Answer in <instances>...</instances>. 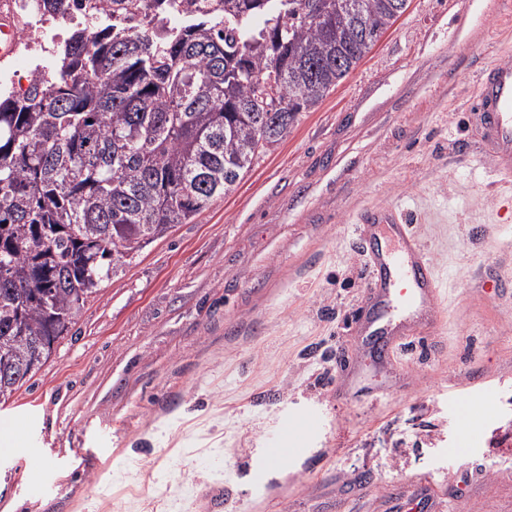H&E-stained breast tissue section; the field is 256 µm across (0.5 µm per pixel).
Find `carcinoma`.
<instances>
[{"mask_svg":"<svg viewBox=\"0 0 512 512\" xmlns=\"http://www.w3.org/2000/svg\"><path fill=\"white\" fill-rule=\"evenodd\" d=\"M0 93V402L153 242L232 192L401 13L396 0H102Z\"/></svg>","mask_w":512,"mask_h":512,"instance_id":"1","label":"carcinoma"}]
</instances>
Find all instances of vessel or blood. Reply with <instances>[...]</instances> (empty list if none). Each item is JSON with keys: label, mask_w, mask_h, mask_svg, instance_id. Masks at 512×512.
Masks as SVG:
<instances>
[{"label": "vessel or blood", "mask_w": 512, "mask_h": 512, "mask_svg": "<svg viewBox=\"0 0 512 512\" xmlns=\"http://www.w3.org/2000/svg\"><path fill=\"white\" fill-rule=\"evenodd\" d=\"M17 37L10 15L0 12V61L12 57ZM472 118L482 127L496 173L512 175V61L484 69L470 105ZM354 234L370 267L368 304L356 321L360 347L378 360L403 349L413 323L440 319L438 289L430 259L395 212L367 215ZM344 374L336 383L337 400L373 396L359 375L358 362L344 358Z\"/></svg>", "instance_id": "obj_1"}]
</instances>
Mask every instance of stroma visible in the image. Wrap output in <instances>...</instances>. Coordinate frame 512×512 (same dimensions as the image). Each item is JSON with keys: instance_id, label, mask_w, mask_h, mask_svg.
Wrapping results in <instances>:
<instances>
[{"instance_id": "stroma-1", "label": "stroma", "mask_w": 512, "mask_h": 512, "mask_svg": "<svg viewBox=\"0 0 512 512\" xmlns=\"http://www.w3.org/2000/svg\"><path fill=\"white\" fill-rule=\"evenodd\" d=\"M512 61V0H409L347 78L234 191L102 284L0 418V512H512V178L470 119L479 72ZM393 207L435 267L370 402L340 405L336 352L368 270L353 233ZM493 388L457 459V400ZM323 426L262 477L281 421Z\"/></svg>"}]
</instances>
